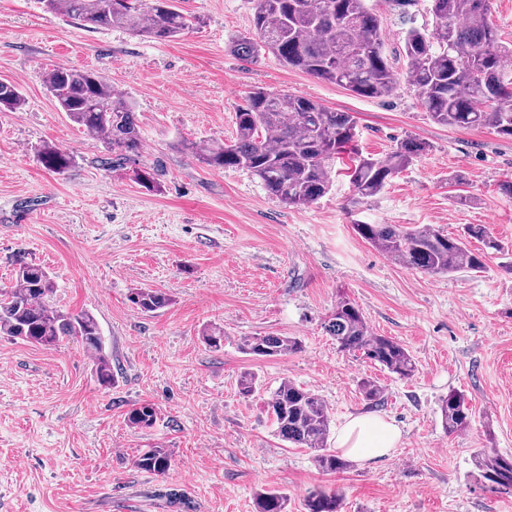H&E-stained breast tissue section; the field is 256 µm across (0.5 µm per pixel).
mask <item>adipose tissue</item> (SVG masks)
<instances>
[{"instance_id": "1", "label": "adipose tissue", "mask_w": 512, "mask_h": 512, "mask_svg": "<svg viewBox=\"0 0 512 512\" xmlns=\"http://www.w3.org/2000/svg\"><path fill=\"white\" fill-rule=\"evenodd\" d=\"M401 434L396 426L377 415H355L338 430L335 448L362 463L387 456L398 447Z\"/></svg>"}]
</instances>
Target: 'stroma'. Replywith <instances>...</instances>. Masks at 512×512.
I'll list each match as a JSON object with an SVG mask.
<instances>
[{"mask_svg": "<svg viewBox=\"0 0 512 512\" xmlns=\"http://www.w3.org/2000/svg\"><path fill=\"white\" fill-rule=\"evenodd\" d=\"M370 3L391 54L408 24L433 23L424 0L409 21L388 0ZM179 5L201 25L160 42L85 27L40 0H0V80L25 98L20 111L0 112V288L19 261L46 267L57 304L98 320L115 374L112 387L99 386L77 341L46 349L0 335V512H255L271 488L287 493L288 512H304L318 486L341 494V512H512V489L487 484L474 463L479 448L512 455V271L492 255L480 273H421L352 228L483 224L512 244V198L502 191L512 141L433 123L405 84L369 99L270 55L246 63L229 43L251 32L252 0ZM60 67L93 69L134 103L139 156L102 166L103 143L47 89ZM256 86L353 113L362 153L385 155L408 135L430 149L374 197L358 200L336 171L324 197L285 206L248 171L209 168L185 148L231 139L234 112ZM46 142L72 156L69 170L38 162ZM138 167L154 169L156 188L131 179ZM134 288L172 302L140 313L128 300ZM342 296L372 332L406 346L414 377L337 350L322 324ZM212 325L224 329L218 351L201 339ZM265 334L298 338L302 350L261 360L242 351L243 338ZM246 372L271 389L290 380L318 393L332 429L377 414L402 440L376 462L320 473L308 450L277 436L263 396L239 395ZM367 380L382 387L379 404L365 400ZM452 389L473 407L469 428L453 436L439 411ZM146 402L155 426L129 428L127 412ZM156 446L170 454L162 476L134 465Z\"/></svg>", "mask_w": 512, "mask_h": 512, "instance_id": "35a3bbf8", "label": "stroma"}]
</instances>
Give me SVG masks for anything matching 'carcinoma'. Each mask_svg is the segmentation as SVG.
Returning a JSON list of instances; mask_svg holds the SVG:
<instances>
[{
	"label": "carcinoma",
	"mask_w": 512,
	"mask_h": 512,
	"mask_svg": "<svg viewBox=\"0 0 512 512\" xmlns=\"http://www.w3.org/2000/svg\"><path fill=\"white\" fill-rule=\"evenodd\" d=\"M432 28L411 26L404 31L400 70L385 49L379 16L367 0H254L252 32L235 37L230 50L249 63L272 54L281 65L342 85L359 97L392 95L406 81L435 123L459 129H490L512 139V47L500 40L489 22V0H429ZM47 11L76 19L86 27H121L136 36L170 41L196 28L199 17L181 10L175 0H42ZM49 90L59 109L85 134L106 144L105 167L137 155L141 149L133 103L103 76L92 71L58 68L48 76ZM25 104L14 83L0 81V112H16ZM234 137L187 144V150L213 169H242L264 190L287 206H305L323 197L331 186L330 169L338 155L356 138L357 120L299 95L261 87L250 91L233 116ZM429 145L415 136L397 142L383 158L356 153L348 167L350 182L361 198L379 194L403 168L424 155ZM44 168L63 173L72 158L62 148L45 144L37 152ZM355 233L384 255L426 274L481 272L488 252L504 256L512 271V246L491 235L483 224H466L451 236L427 225H353ZM476 240L483 248L473 250ZM56 286L42 266L20 262L12 286L0 289V335L50 349L78 339L95 362L97 381L110 387L112 362L105 351L97 319L88 312L72 313L55 300ZM129 301L144 313L168 306L171 298L150 288H134ZM336 348L378 364L401 379L415 376L418 367L397 340L370 331L360 307L346 297L325 322ZM203 342L219 351L224 328L202 332ZM255 358L297 353L301 341L273 334L243 340ZM260 390L258 377L247 372L238 382L244 398ZM267 415L282 440L310 451L315 467L335 474L349 461L327 448L331 417L323 398L292 381L281 382L264 401ZM446 433L465 431L473 410L464 395L448 392L439 406ZM157 409L143 403L127 414L135 430L149 429ZM504 455L476 452L480 477L502 489H512V465ZM170 456L164 448H149L135 460L136 468L164 474ZM342 497L314 489L304 499L306 512H340ZM255 512H288V495L269 489L255 500Z\"/></svg>",
	"instance_id": "cac0c4a2"
}]
</instances>
